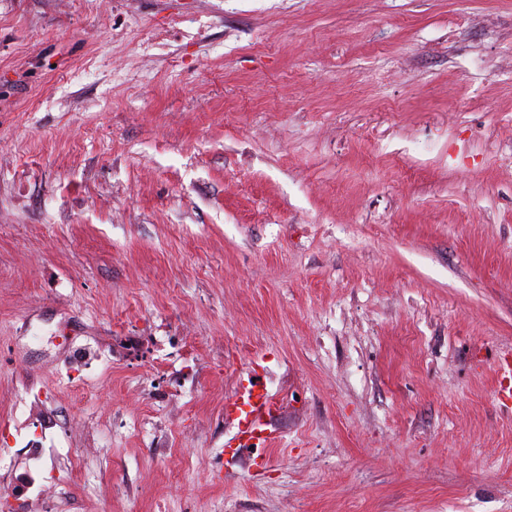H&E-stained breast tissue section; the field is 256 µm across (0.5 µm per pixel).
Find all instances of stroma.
<instances>
[{
    "mask_svg": "<svg viewBox=\"0 0 512 512\" xmlns=\"http://www.w3.org/2000/svg\"><path fill=\"white\" fill-rule=\"evenodd\" d=\"M503 356L512 0H0L11 512H512ZM231 425L234 433L224 445L225 448H235L238 457H247L249 467L266 464L259 453L254 456L258 447L265 445L275 432L272 420L280 413L277 400L270 395L264 384L263 377L252 370L247 374V380H239L230 403Z\"/></svg>",
    "mask_w": 512,
    "mask_h": 512,
    "instance_id": "stroma-1",
    "label": "stroma"
}]
</instances>
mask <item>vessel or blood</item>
I'll list each match as a JSON object with an SVG mask.
<instances>
[{
	"label": "vessel or blood",
	"mask_w": 512,
	"mask_h": 512,
	"mask_svg": "<svg viewBox=\"0 0 512 512\" xmlns=\"http://www.w3.org/2000/svg\"><path fill=\"white\" fill-rule=\"evenodd\" d=\"M279 412V404L268 392L262 376L249 371L246 379L239 381L230 403L234 433L228 442L236 456L247 458L249 466L264 465L257 450L270 441L274 432L272 420Z\"/></svg>",
	"instance_id": "obj_1"
}]
</instances>
